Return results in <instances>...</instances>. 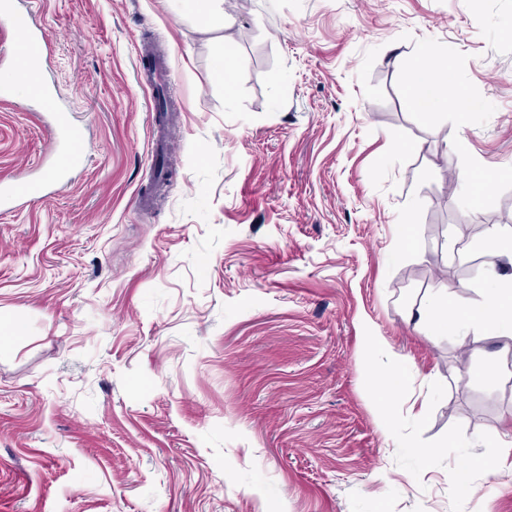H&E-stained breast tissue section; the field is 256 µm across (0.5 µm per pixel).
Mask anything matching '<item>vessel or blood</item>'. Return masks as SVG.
Here are the masks:
<instances>
[{
    "mask_svg": "<svg viewBox=\"0 0 512 512\" xmlns=\"http://www.w3.org/2000/svg\"><path fill=\"white\" fill-rule=\"evenodd\" d=\"M0 28L22 35L29 56L43 57L48 49V39L42 29L37 28L31 15L16 12L13 0H0ZM40 82H32L25 95H17L12 84L0 83V99L26 107L28 98L42 96ZM52 111L53 160L40 174L23 172L7 179H0V207L21 206L32 199L64 188L70 174L83 166L85 155L78 143L70 113L64 112L56 98L48 99Z\"/></svg>",
    "mask_w": 512,
    "mask_h": 512,
    "instance_id": "obj_1",
    "label": "vessel or blood"
}]
</instances>
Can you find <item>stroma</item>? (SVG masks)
Segmentation results:
<instances>
[{"mask_svg": "<svg viewBox=\"0 0 512 512\" xmlns=\"http://www.w3.org/2000/svg\"><path fill=\"white\" fill-rule=\"evenodd\" d=\"M14 5L87 163L0 211V327H25L0 343V512H512V376L473 377L512 337L419 318L491 303L461 270L512 230V0H224L209 30L177 0ZM414 51L468 121L413 108ZM50 123L0 102V178L47 160ZM395 362L387 399L366 374Z\"/></svg>", "mask_w": 512, "mask_h": 512, "instance_id": "35a3bbf8", "label": "stroma"}]
</instances>
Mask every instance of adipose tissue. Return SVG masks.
Masks as SVG:
<instances>
[{
    "label": "adipose tissue",
    "instance_id": "obj_1",
    "mask_svg": "<svg viewBox=\"0 0 512 512\" xmlns=\"http://www.w3.org/2000/svg\"><path fill=\"white\" fill-rule=\"evenodd\" d=\"M406 85L417 111L426 113L439 107L452 106L459 116L471 112L470 100L455 85L440 78L425 54H418L406 72ZM486 290L496 305L489 310L465 307L455 322L438 316L430 321L437 329L448 330L452 343L465 344L471 329L493 321L512 331V275L503 274L497 264H490L484 279Z\"/></svg>",
    "mask_w": 512,
    "mask_h": 512
}]
</instances>
